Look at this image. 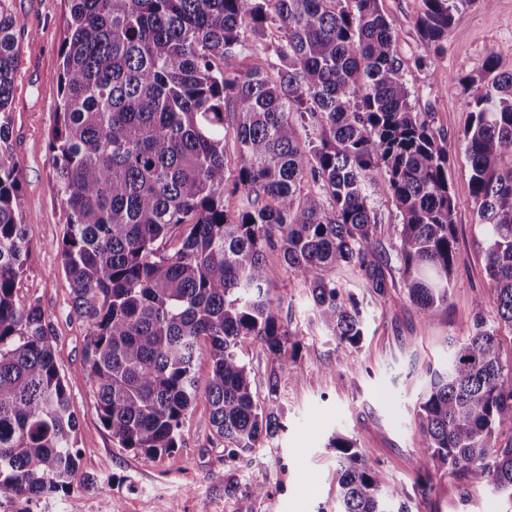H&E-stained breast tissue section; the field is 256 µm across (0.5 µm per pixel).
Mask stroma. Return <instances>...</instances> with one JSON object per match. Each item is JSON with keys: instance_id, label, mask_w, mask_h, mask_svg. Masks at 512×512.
<instances>
[{"instance_id": "35a3bbf8", "label": "stroma", "mask_w": 512, "mask_h": 512, "mask_svg": "<svg viewBox=\"0 0 512 512\" xmlns=\"http://www.w3.org/2000/svg\"><path fill=\"white\" fill-rule=\"evenodd\" d=\"M16 18L19 64L10 112V159L20 180L22 211L28 226L29 257L18 280L19 301L37 304L51 326L56 360L68 378L78 414L77 446L83 473L97 478L94 491L55 494L31 503L0 501V512H336L337 462L332 437L352 439L360 454L376 461L388 482L412 487L420 450L415 423L428 367L448 364V340L467 335L476 297L488 291L483 237L472 207L471 166L461 133L467 121L458 79L481 71L493 52L512 45V0H494L468 10L448 34L444 55L424 68L415 27L420 0H383L399 32L398 52L407 64L406 80L414 111L428 115L450 146L448 177L456 200L459 264L448 305L425 318L402 285L396 253L398 212L381 187L372 200L379 231L370 250L386 288L376 295L361 273L344 270L336 279L359 300L366 333L358 347L337 344L311 313V297L290 276L279 252L267 254L269 288L302 350L295 363L275 369L259 344L243 356L258 391L269 376L278 382L282 427L253 460L228 462L224 445L208 423V404L198 398L181 430L175 454L148 457L113 439L97 410L89 384L80 374L86 329L76 318L70 286L61 266L59 242L67 211L55 187L48 137L59 96V48L67 36L66 0H7ZM237 473L259 482V499L225 496L211 479ZM430 505L412 512H506L508 504L488 487L462 495L452 477L433 475Z\"/></svg>"}]
</instances>
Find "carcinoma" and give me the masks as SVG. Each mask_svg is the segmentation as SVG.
Segmentation results:
<instances>
[{
	"label": "carcinoma",
	"mask_w": 512,
	"mask_h": 512,
	"mask_svg": "<svg viewBox=\"0 0 512 512\" xmlns=\"http://www.w3.org/2000/svg\"><path fill=\"white\" fill-rule=\"evenodd\" d=\"M60 99L48 142L69 219L60 245L72 308L87 326L83 375L121 447L170 455L198 399L195 366L209 344L208 422L227 458L246 459L281 428L277 384L254 388L242 356L258 343L281 368L296 358L265 253L279 249L310 291L313 314L340 345L364 336L359 301L336 281L384 280L368 251L378 230L371 174L399 212L397 254L409 298L427 318L448 305L459 256L448 138L413 111L398 32L383 0H68ZM424 67L474 4L421 0ZM15 17L0 0V494L28 501L96 484L79 475L78 427L50 324L21 305L28 256L21 182L7 157L18 67ZM262 39L247 44L243 26ZM274 52L279 64L268 62ZM503 53L459 80L468 118L476 224L489 297L475 299L451 361L429 369L416 417L418 478L391 485L343 436L329 441L340 512H409L430 503L429 471L487 485L512 502V70ZM234 117L237 174L225 179L224 112ZM241 199L231 213L224 195ZM492 302L496 323L484 306ZM224 495L260 498L215 473Z\"/></svg>",
	"instance_id": "carcinoma-1"
}]
</instances>
